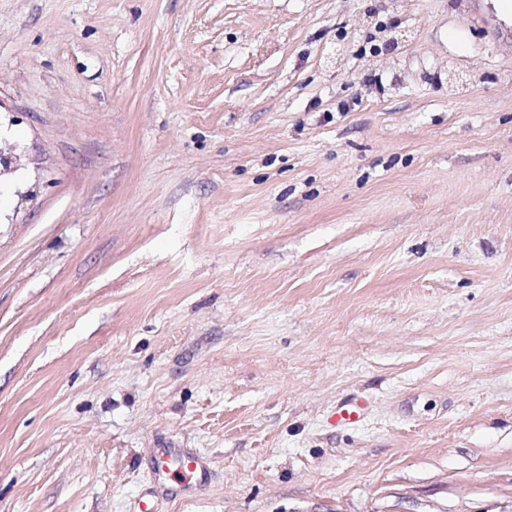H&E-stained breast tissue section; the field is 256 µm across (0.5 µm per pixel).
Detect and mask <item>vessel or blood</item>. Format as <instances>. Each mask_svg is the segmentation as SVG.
Here are the masks:
<instances>
[{"label":"vessel or blood","mask_w":512,"mask_h":512,"mask_svg":"<svg viewBox=\"0 0 512 512\" xmlns=\"http://www.w3.org/2000/svg\"><path fill=\"white\" fill-rule=\"evenodd\" d=\"M363 411V402L346 399L337 406L333 418L337 425L351 426L361 420ZM149 461L152 487L140 512H159L163 503L203 490L212 478L207 459L193 448L159 443L151 449Z\"/></svg>","instance_id":"vessel-or-blood-1"}]
</instances>
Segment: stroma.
Wrapping results in <instances>:
<instances>
[{
	"instance_id": "35a3bbf8",
	"label": "stroma",
	"mask_w": 512,
	"mask_h": 512,
	"mask_svg": "<svg viewBox=\"0 0 512 512\" xmlns=\"http://www.w3.org/2000/svg\"><path fill=\"white\" fill-rule=\"evenodd\" d=\"M0 145V512H512L496 0H0ZM364 406L362 401L343 400L333 415L335 423L340 426H351L358 423L363 416ZM149 461L152 487L140 512H159L163 503L203 490L212 478L207 459L195 448L159 443L151 448Z\"/></svg>"
}]
</instances>
